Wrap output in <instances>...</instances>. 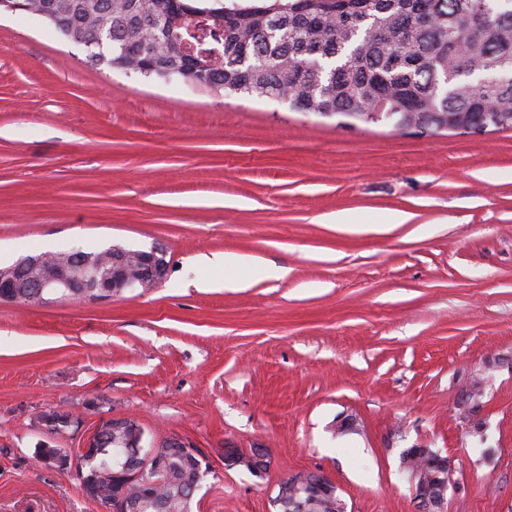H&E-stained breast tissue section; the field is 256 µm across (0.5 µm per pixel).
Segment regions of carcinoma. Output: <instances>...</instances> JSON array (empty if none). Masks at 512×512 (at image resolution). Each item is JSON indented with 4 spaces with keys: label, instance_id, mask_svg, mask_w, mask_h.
Instances as JSON below:
<instances>
[{
    "label": "carcinoma",
    "instance_id": "1",
    "mask_svg": "<svg viewBox=\"0 0 512 512\" xmlns=\"http://www.w3.org/2000/svg\"><path fill=\"white\" fill-rule=\"evenodd\" d=\"M52 5L60 22L94 39L109 24L110 64L152 76L150 45L169 76L258 98L288 97L294 110L351 118L378 104L408 122L512 128V0H22ZM233 58L224 65L222 60ZM481 67L482 86L471 88ZM172 453L145 484L141 512H191L200 471Z\"/></svg>",
    "mask_w": 512,
    "mask_h": 512
}]
</instances>
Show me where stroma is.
<instances>
[{
    "label": "stroma",
    "mask_w": 512,
    "mask_h": 512,
    "mask_svg": "<svg viewBox=\"0 0 512 512\" xmlns=\"http://www.w3.org/2000/svg\"><path fill=\"white\" fill-rule=\"evenodd\" d=\"M395 213L408 222L384 228ZM113 244L163 247L165 279L0 302V512H101L35 457L56 408L208 455L192 512H272L297 471L330 476L348 512H414L400 455L417 442L455 463L446 512H512L511 129L350 127L95 64L46 20L1 14L0 266ZM225 254L241 264L201 261ZM473 375L479 439L455 409ZM346 414L359 427L337 433ZM228 443L267 449L265 477L225 466Z\"/></svg>",
    "instance_id": "stroma-1"
}]
</instances>
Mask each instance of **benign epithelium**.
<instances>
[{
  "label": "benign epithelium",
  "instance_id": "1",
  "mask_svg": "<svg viewBox=\"0 0 512 512\" xmlns=\"http://www.w3.org/2000/svg\"><path fill=\"white\" fill-rule=\"evenodd\" d=\"M68 39L85 47L87 53L96 54L100 45L90 41L79 31L64 29ZM391 125L397 131L405 130L404 124L397 123L392 113L363 112L361 117L352 120V125L379 124ZM168 271L166 252L161 248L149 251L113 245L99 255V260L86 258L75 268L62 266L49 260L47 256H27L18 259L8 267H0V301L14 304L52 303L57 300H107L137 288L147 289L161 282ZM482 387L471 383L461 387L456 405L460 419L469 431L483 428ZM129 419L115 417L110 413H101L85 441L76 449L55 446L56 440L65 437L68 431L60 429L47 417L41 418L40 431L44 440L36 446V459L46 467L58 471L76 469L77 475H83L84 467L96 459V448L103 439V433L119 428ZM143 433L135 430L120 453L121 477L126 484L141 483L151 470L155 449L172 445L186 447L183 438L178 435L165 436L157 440L153 449L148 451L142 446ZM429 456L431 450L426 443H415L401 454V470L409 474L408 481L413 491L416 512H444L447 494L454 485L455 464L452 458L444 455H431L432 461L426 468L413 464L412 455ZM271 460L264 448H251L244 452L239 448H224V465L227 467L242 465L253 475L262 477L268 471ZM85 496L96 502L105 512H138L134 501L125 497L124 492L116 490L111 496L100 488H95L80 480ZM297 493L308 491L318 495L336 498L337 512H347L346 502L339 496L337 484L320 471H299L289 475L278 484L273 498L276 507L288 506L284 512H307L305 504L288 501V489Z\"/></svg>",
  "mask_w": 512,
  "mask_h": 512
}]
</instances>
